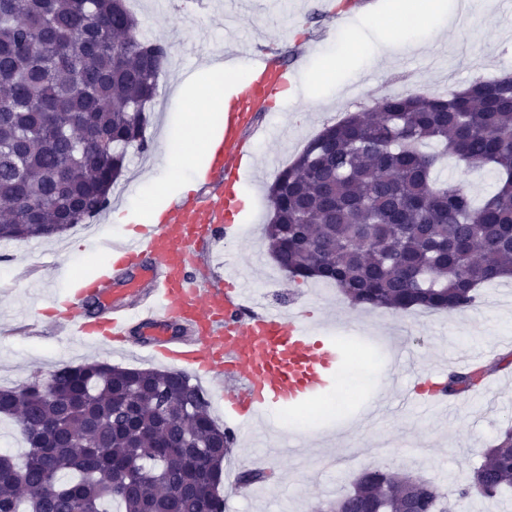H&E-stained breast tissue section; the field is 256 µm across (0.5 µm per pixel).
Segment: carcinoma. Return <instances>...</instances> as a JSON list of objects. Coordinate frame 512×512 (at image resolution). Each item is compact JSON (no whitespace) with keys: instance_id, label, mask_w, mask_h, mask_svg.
I'll list each match as a JSON object with an SVG mask.
<instances>
[{"instance_id":"cac0c4a2","label":"carcinoma","mask_w":512,"mask_h":512,"mask_svg":"<svg viewBox=\"0 0 512 512\" xmlns=\"http://www.w3.org/2000/svg\"><path fill=\"white\" fill-rule=\"evenodd\" d=\"M127 0H0V241L49 238L102 212L148 151V107L171 45L141 35ZM493 169L475 201L433 171ZM264 235L295 280L331 281L354 305L453 314L512 276V76L446 95L401 93L328 125L270 188ZM451 372L443 391L477 385ZM28 445L0 455V512H224L235 437L182 371L106 362L0 387V417ZM268 475L243 469L237 484ZM512 489V425L448 501L410 474L363 471L319 512H453Z\"/></svg>"}]
</instances>
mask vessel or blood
Masks as SVG:
<instances>
[{
	"label": "vessel or blood",
	"instance_id": "obj_1",
	"mask_svg": "<svg viewBox=\"0 0 512 512\" xmlns=\"http://www.w3.org/2000/svg\"><path fill=\"white\" fill-rule=\"evenodd\" d=\"M252 70L255 78L234 97L212 156L207 179L217 192H190L170 204L162 223L118 241L102 239L101 247L114 256L111 267L52 310L58 327L81 339L122 344L138 330L153 353L226 382L224 410L244 426L267 410L323 394L342 361L340 345L320 326L267 307L236 274L217 283L192 271L198 253L222 234L237 207L234 185L244 135L255 129L253 113L268 111L288 82L266 54L255 55ZM89 297L98 312L79 317Z\"/></svg>",
	"mask_w": 512,
	"mask_h": 512
}]
</instances>
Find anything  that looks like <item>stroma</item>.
<instances>
[{"mask_svg": "<svg viewBox=\"0 0 512 512\" xmlns=\"http://www.w3.org/2000/svg\"><path fill=\"white\" fill-rule=\"evenodd\" d=\"M321 2L252 0L249 14L241 17L230 0H136L133 11L142 34L172 45L151 105L148 151L133 159L109 209L85 227L51 238L0 241L1 387H20L32 378L48 377L62 365L88 361L165 369V362L152 358L144 347L117 351L80 342L58 330L51 319L31 320L27 314L33 305L44 307L61 298L78 279L97 274L104 265L100 236L117 238L127 232V225L116 218L128 206L146 212L151 197L140 184L147 176L162 179L168 173L166 129L194 111L176 92L185 68L203 69L210 58L223 53L245 58L262 50L287 62L292 77L317 66L323 51L335 56L340 71L372 67L379 83L361 89L349 84L337 89L328 83L318 96H280L271 111L256 113L258 125L279 129L280 134L247 145L253 164L242 180L245 213L239 229L216 240L211 255L196 263L199 277L217 279L224 275V261H231L235 272L268 304L330 326L349 350L337 375L356 378L340 407L330 406L323 396L295 410L268 411L264 421L238 434L235 452L224 464L225 512H316L319 502L345 493L363 470L376 467L409 472L448 493L512 424L511 279L484 286L478 303L459 313L397 314L353 305L336 287L321 281H291L263 243L270 184L324 126L345 113L373 108L392 94H445L481 75L512 73V18L500 7L458 0L461 35L403 49L372 66L369 50L351 51L347 41L337 38L335 16H348V30L357 38L373 14L384 24H401L391 0H332L329 13ZM392 341L407 344L415 368L398 371L388 347ZM482 351L491 359L496 382L492 394L475 389L460 393L444 412L423 411L407 401V391L419 389L422 377L448 373L449 358ZM386 392L391 401L378 418L360 421L361 404ZM307 414L314 415V423L296 428L295 418ZM295 430L315 437L316 445L297 457L275 458V445ZM245 468L269 472V487L234 492L236 477Z\"/></svg>", "mask_w": 512, "mask_h": 512, "instance_id": "1", "label": "stroma"}]
</instances>
